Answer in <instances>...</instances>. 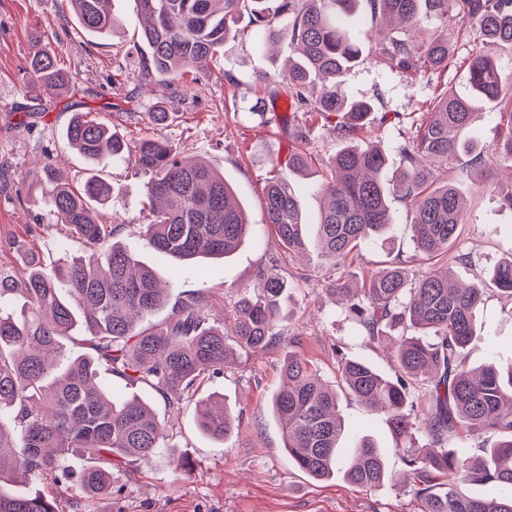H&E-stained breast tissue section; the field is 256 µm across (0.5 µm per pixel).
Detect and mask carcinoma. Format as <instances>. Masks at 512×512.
Listing matches in <instances>:
<instances>
[{"mask_svg":"<svg viewBox=\"0 0 512 512\" xmlns=\"http://www.w3.org/2000/svg\"><path fill=\"white\" fill-rule=\"evenodd\" d=\"M68 2L89 33L115 28L104 0ZM267 2L137 0L146 20L141 38L150 50L142 75L159 77L161 100L180 101L192 91L184 76L210 77L239 16L248 14L268 41L275 39L279 24L288 26L294 57L274 74L292 90L288 121L296 120L306 105L304 91L318 81L321 92L312 113L335 117L333 132L347 143L320 185L327 205L316 227L333 272L328 290L347 300V315L363 336L392 341L396 367V375L388 377L364 360L343 357L340 388L384 414L395 445L385 448L364 438L353 448L341 447L344 424L336 388L301 354V336L284 339L274 332L288 288L275 263L261 272L258 288L237 301L229 334L210 321L199 295L180 301L159 324L139 328L140 320L164 308L168 298L154 273L112 242L118 226L100 220L99 207L112 201L114 186L96 172L75 186L46 163L35 182L48 186L44 201L56 223L82 240L89 254L50 266L33 256L22 281L0 272V512H59L55 498L12 491L18 474L65 489L70 512H85L86 500L112 492L113 465L149 463L170 448L152 407L136 397L113 398L102 374L145 384L173 408L202 376L224 370L231 341L247 352L282 347L288 383L272 396L271 408L288 456L307 475L327 480L341 473L350 484L373 489L388 481L384 458L392 452L402 460L424 512H512V362L492 359L472 368L465 361L486 288L479 279L468 284L454 279L452 265L469 259L448 253L462 226V198L453 185L432 180L433 167L457 164L468 148L466 136L479 118L477 99L493 105L492 153L512 160V72L492 52L512 46V0H366L372 21L401 27V34L388 32L372 47L392 71L448 69V38L421 37L426 12L442 23L454 20L472 28L480 44L468 67L472 95L448 91L434 99L426 118L399 145L404 170L391 188L382 179V151L353 145L371 124L372 103L350 102L337 89L364 53L345 23L360 0H275L273 8ZM29 66L46 92L70 82L45 47L33 52ZM66 138L89 160L109 155L148 176L143 237L178 264L224 257L247 234L232 187L204 161L180 156L175 142L153 136L129 142L89 112L76 113ZM392 193L405 203L414 257L362 272L357 285L362 297L355 300L350 266L364 244L381 238L394 223ZM263 197L280 245L290 254L304 250L306 223L274 167ZM439 255L446 257L444 268L413 274L412 262ZM490 283L512 297V258L495 266ZM418 386L424 403L416 406L409 398ZM198 425L224 440L235 429V418L224 407L210 409L206 401ZM417 426L430 439L424 453L407 445ZM463 429L495 441L490 448H466L458 441ZM76 454L85 465L73 470L70 460ZM474 483L486 492L468 493L466 486Z\"/></svg>","mask_w":512,"mask_h":512,"instance_id":"1","label":"carcinoma"}]
</instances>
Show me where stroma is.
I'll use <instances>...</instances> for the list:
<instances>
[{
	"label": "stroma",
	"instance_id": "obj_1",
	"mask_svg": "<svg viewBox=\"0 0 512 512\" xmlns=\"http://www.w3.org/2000/svg\"><path fill=\"white\" fill-rule=\"evenodd\" d=\"M107 9L117 26L112 35L100 37L82 29L66 0H0V270L25 278V251L48 261L62 252L85 256L84 247L68 237L63 226L51 223L31 171L49 161L73 181H82L89 164L72 149L65 129L72 113L95 112L127 136L154 133L178 142L186 155L223 173L245 209L250 230L236 252L174 271L170 259L143 238L147 176L123 162L99 160L100 174L116 188L103 218L118 223L115 242L133 251L168 286L170 303L203 295L213 317L232 328L235 303L256 285L260 270L274 258L289 282L277 329L287 336H302V351L324 380L335 382L344 357L365 360L393 375L385 348L362 337L344 309L322 292L328 270L316 239H309L303 254L287 253L266 219L261 190L275 165L294 189L305 223H317L324 207L317 185L329 175V160L340 148L328 122L313 119L308 169L300 174L288 167V157L298 147L293 129L281 123L288 88L261 79L291 56L287 30H280L270 52L249 31L248 16H241L237 26L244 29V36L225 42L211 77L197 86L195 96L176 103L170 125L156 129L144 117L154 101L152 86L138 77L141 61L149 54L141 39L139 9L135 0H110ZM425 25L427 36L446 34L454 49L447 70L399 73L367 58L347 71L340 83L343 96L371 101L377 113L387 116L386 121H373L357 145L374 144L383 150L387 167L382 177L389 182L401 168L398 145L420 122L430 100L447 91L471 93L472 31L454 23L444 28L433 19ZM39 42L69 72L72 86L67 92L46 94L33 83L28 60ZM435 174L438 181L451 182L466 203L452 250L468 254L471 261L454 265L455 278L490 275L502 258L512 255V207L503 204L499 191L485 189L479 168H439ZM391 207L396 220L386 238L360 251L354 270L413 255L405 206L395 200ZM477 318L480 331L465 350L468 365L478 367L493 358L512 360V298L489 291ZM282 364V351L276 347L255 354L236 352L223 373L206 375L175 410L147 386L132 387L119 377H106L116 397L136 396L154 408L175 455L188 459L190 467L172 477L164 455L148 465L113 467V495L92 499L89 512H421V501L396 480L403 467L396 455L387 457L391 481L376 489L359 488L340 477L316 481L294 465L270 409V400L283 383ZM212 397L223 398L237 423L221 442L202 434L197 425L200 401ZM339 406L347 432L345 447H353L365 435L390 446L392 436L383 415L345 394Z\"/></svg>",
	"mask_w": 512,
	"mask_h": 512
}]
</instances>
